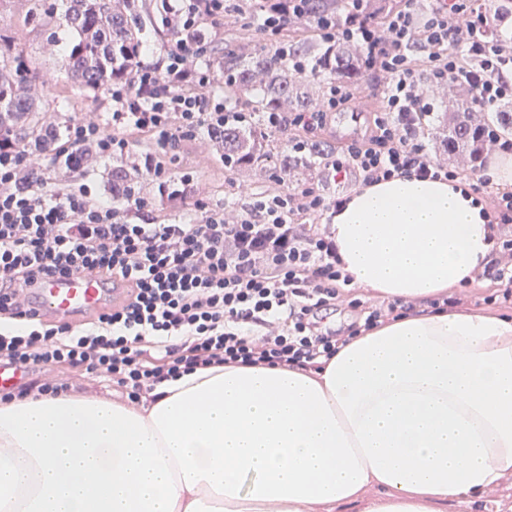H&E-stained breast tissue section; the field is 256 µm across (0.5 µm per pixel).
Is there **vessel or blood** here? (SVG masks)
Segmentation results:
<instances>
[{
    "mask_svg": "<svg viewBox=\"0 0 512 512\" xmlns=\"http://www.w3.org/2000/svg\"><path fill=\"white\" fill-rule=\"evenodd\" d=\"M128 283L120 278H102L77 273L65 277H47L26 291V310L42 321L79 324L121 305Z\"/></svg>",
    "mask_w": 512,
    "mask_h": 512,
    "instance_id": "obj_1",
    "label": "vessel or blood"
}]
</instances>
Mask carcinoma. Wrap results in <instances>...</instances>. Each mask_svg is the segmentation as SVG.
<instances>
[{
  "instance_id": "carcinoma-1",
  "label": "carcinoma",
  "mask_w": 512,
  "mask_h": 512,
  "mask_svg": "<svg viewBox=\"0 0 512 512\" xmlns=\"http://www.w3.org/2000/svg\"><path fill=\"white\" fill-rule=\"evenodd\" d=\"M63 15L75 38L66 47L62 59L65 70L83 89L102 92L117 81L125 80L139 61L137 50L142 44V16L135 0H66ZM313 15L334 11L336 17L347 13L345 0H310ZM294 46L266 48L244 63L236 56L222 61V70L231 76L232 92L258 87L256 111L303 112L314 104L310 83L334 82L354 84L361 74L362 58L351 43L320 45L316 55L318 70L307 75L288 66L285 50ZM39 77L32 69L25 51L0 32V139L20 145L27 151L42 154L51 149L54 136L51 122L37 101ZM484 118L467 112L454 114L443 129V142L452 154L479 153L480 142L474 131ZM224 145V162L238 166H262L271 159L265 150L266 138L255 129L226 126L213 135ZM144 173L138 164L112 169L110 191L121 200L128 193L141 190Z\"/></svg>"
}]
</instances>
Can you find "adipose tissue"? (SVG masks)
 I'll return each instance as SVG.
<instances>
[{
    "label": "adipose tissue",
    "mask_w": 512,
    "mask_h": 512,
    "mask_svg": "<svg viewBox=\"0 0 512 512\" xmlns=\"http://www.w3.org/2000/svg\"><path fill=\"white\" fill-rule=\"evenodd\" d=\"M469 184L395 177L332 215L342 267L418 303L493 255ZM512 476V319H390L323 369L224 364L121 395L0 402V512H435Z\"/></svg>",
    "instance_id": "1"
}]
</instances>
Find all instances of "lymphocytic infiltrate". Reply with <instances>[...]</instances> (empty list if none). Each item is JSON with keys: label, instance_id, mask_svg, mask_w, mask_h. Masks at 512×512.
Masks as SVG:
<instances>
[{"label": "lymphocytic infiltrate", "instance_id": "f902f5d3", "mask_svg": "<svg viewBox=\"0 0 512 512\" xmlns=\"http://www.w3.org/2000/svg\"><path fill=\"white\" fill-rule=\"evenodd\" d=\"M226 2L161 0L175 46L162 65L136 66L131 81L113 85L111 129L93 120L70 123L58 161L40 163L15 144H0V359L45 374L40 384L0 391L1 402L68 392L66 379L50 375L60 366L110 377L133 403L164 380L214 365L319 370L360 329L407 314L391 301L365 305L351 297L336 242L320 221L332 207L321 179L254 198L233 224L200 200L195 223L143 224L137 216L148 205L144 197L130 195L117 207L55 177L61 165L81 170L86 146L122 158L131 136L145 133L157 148L146 171L164 181L166 157L198 131L252 126V113L210 92L211 68L188 64L207 57ZM416 2L405 0L378 26L357 6L339 22L310 16L307 0H261L257 19L267 35L308 23L324 42L358 43L366 75L383 80L382 105L364 135L320 154L324 176L354 174L366 185L412 174L461 177L462 168L426 150L431 106L424 82L464 85L478 112L512 101V42L491 34L494 0H435L423 17ZM354 97L352 86L331 85L318 107L266 113L262 131L289 133L293 152L315 151L311 134ZM489 183L482 176L471 185L486 193V214L498 228L496 258L478 277L495 285L492 300L512 302V191L488 193ZM76 272L130 280L127 301L87 329L22 317L24 288ZM344 304L359 310L358 321L342 330L321 326L319 311Z\"/></svg>", "mask_w": 512, "mask_h": 512}]
</instances>
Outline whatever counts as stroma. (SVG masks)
Here are the masks:
<instances>
[{"label":"stroma","instance_id":"1","mask_svg":"<svg viewBox=\"0 0 512 512\" xmlns=\"http://www.w3.org/2000/svg\"><path fill=\"white\" fill-rule=\"evenodd\" d=\"M137 4L145 20V39L149 48L140 60L152 64L172 48L174 38L161 23L158 0H137ZM240 7L241 15L225 22L222 39L214 42L212 63H219L227 53L250 57L266 46V39L251 24L250 14L255 8L253 0H242ZM30 8L29 0H0V28L11 32L40 72L48 88L42 100L48 117L62 127L85 117L106 121L112 109L111 100L101 94L80 91L64 70L60 59L47 45L52 36L60 42H69L74 37L73 32L60 26L54 19L41 27L27 24L25 17ZM63 98L69 99L68 108L59 107L58 102ZM316 174L317 169L313 166L300 170L290 179L282 177L279 167L275 165L262 172L249 166L232 170L225 168L221 144L203 131L179 146L171 165L172 184H179L183 176H191L187 197L168 199L160 191L158 181L146 179L141 195L149 200L150 205L143 211L141 219L146 224H187L195 220L193 207L196 201L201 200L209 208L223 214L225 223L231 224L236 222L241 211L243 192H285L300 187Z\"/></svg>","mask_w":512,"mask_h":512}]
</instances>
